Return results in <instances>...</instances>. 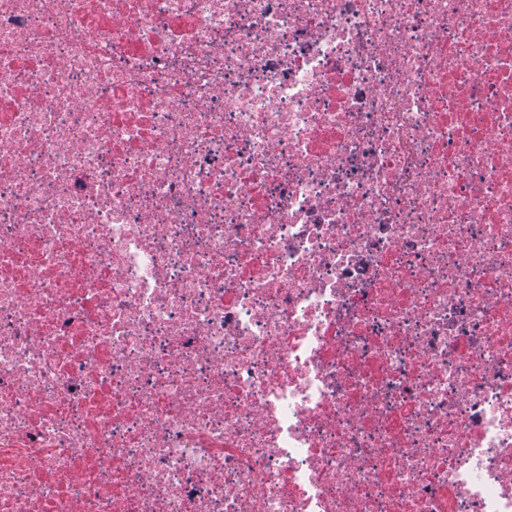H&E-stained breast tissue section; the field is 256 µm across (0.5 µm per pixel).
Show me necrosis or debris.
Wrapping results in <instances>:
<instances>
[{
    "label": "necrosis or debris",
    "instance_id": "4bbe7bcc",
    "mask_svg": "<svg viewBox=\"0 0 512 512\" xmlns=\"http://www.w3.org/2000/svg\"><path fill=\"white\" fill-rule=\"evenodd\" d=\"M0 512H512V0H0Z\"/></svg>",
    "mask_w": 512,
    "mask_h": 512
}]
</instances>
